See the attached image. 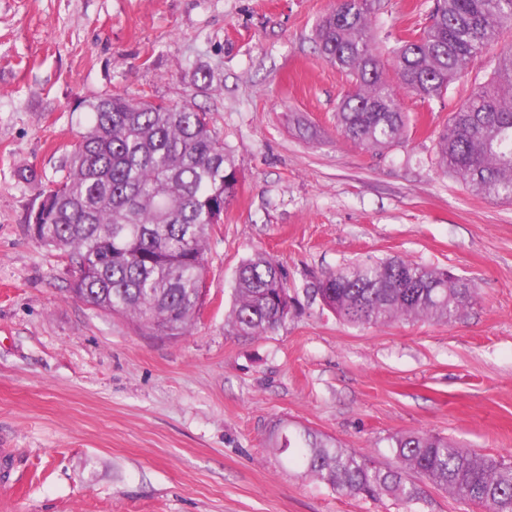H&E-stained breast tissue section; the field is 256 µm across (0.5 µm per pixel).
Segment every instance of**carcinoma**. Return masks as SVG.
Instances as JSON below:
<instances>
[{"label":"carcinoma","mask_w":512,"mask_h":512,"mask_svg":"<svg viewBox=\"0 0 512 512\" xmlns=\"http://www.w3.org/2000/svg\"><path fill=\"white\" fill-rule=\"evenodd\" d=\"M382 0H336L316 27L320 54L350 77L336 106L345 139L366 150L402 139L400 95L442 98L468 77L467 65L506 31L512 0H432L425 25L400 42L388 79L374 21ZM87 127L65 155L66 175L43 186L28 216L38 241L59 251L76 273L86 303L129 316L146 330L188 333L200 309L211 228L237 193L239 172L210 115L190 102H134L109 94L87 104ZM437 163L486 197L512 202V47L450 113L437 139ZM313 292L352 325L398 320L450 322L477 296L468 281L401 258L356 264L318 279ZM286 275L257 253L236 273L228 325L237 336L274 331L286 318ZM288 464L337 492L391 496L410 507L430 485L482 512H512V463L480 455L446 437L397 434L399 467L383 470L367 455L309 430L272 432Z\"/></svg>","instance_id":"carcinoma-1"}]
</instances>
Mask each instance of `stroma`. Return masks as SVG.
I'll use <instances>...</instances> for the list:
<instances>
[{"label": "stroma", "mask_w": 512, "mask_h": 512, "mask_svg": "<svg viewBox=\"0 0 512 512\" xmlns=\"http://www.w3.org/2000/svg\"><path fill=\"white\" fill-rule=\"evenodd\" d=\"M336 0H0V512H405L339 493L270 446L311 429L397 461L423 431L512 460V202L436 164V142L512 33L441 101L403 96L401 142L361 149L336 129L349 87L315 29ZM430 0H384L396 47ZM191 99L239 168L209 239L187 335H152L72 291L74 273L29 233L39 184L59 179L88 102ZM35 180H27V173ZM284 269L287 319L227 325L240 263ZM392 257L448 271L478 295L450 323L353 326L312 291L322 275Z\"/></svg>", "instance_id": "1"}]
</instances>
